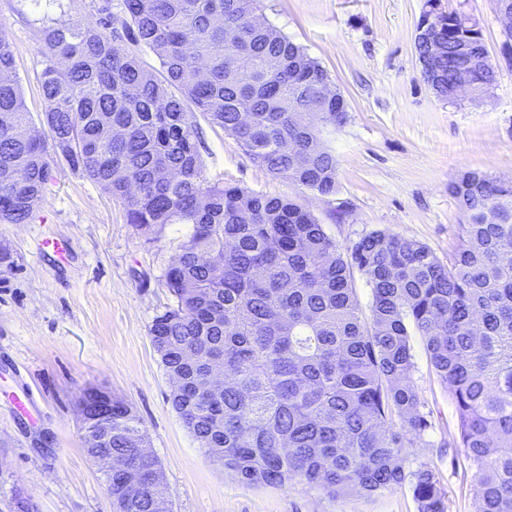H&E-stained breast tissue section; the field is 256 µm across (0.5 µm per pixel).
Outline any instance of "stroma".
Masks as SVG:
<instances>
[{"label": "stroma", "instance_id": "35a3bbf8", "mask_svg": "<svg viewBox=\"0 0 512 512\" xmlns=\"http://www.w3.org/2000/svg\"><path fill=\"white\" fill-rule=\"evenodd\" d=\"M426 0H261L258 15L303 46L347 104L322 137L337 160V192L318 196L256 166L201 113L199 151L213 182L285 197L310 210L340 246L386 229L449 262L465 217L449 187L466 170L512 180V64L495 0H441L479 26L494 81L479 101L435 96L414 38ZM57 8L0 0V32L15 57L32 128L46 134L37 49L40 20ZM42 204L25 224L0 223L11 249L0 264V512L24 497L36 512H113L102 470L81 440L78 402L91 387L132 404L164 471L173 512H417L409 484L330 498L304 482L251 486L207 458L168 397L171 384L149 328L170 304L163 273L186 225L147 239L112 198L56 153ZM343 220H335L336 211ZM47 233L68 240L66 259L41 255ZM414 385L430 423L406 469L431 466L447 512H480L472 469L458 446L455 407L420 336ZM27 397L17 410L14 397Z\"/></svg>", "mask_w": 512, "mask_h": 512}]
</instances>
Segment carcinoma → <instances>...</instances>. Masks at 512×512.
<instances>
[{
    "mask_svg": "<svg viewBox=\"0 0 512 512\" xmlns=\"http://www.w3.org/2000/svg\"><path fill=\"white\" fill-rule=\"evenodd\" d=\"M259 0H103L94 20L43 17V124L55 150L121 200L127 223L155 240L189 231L164 271L173 303L150 328L169 401L206 456L247 485L304 481L332 497L409 482L418 512H445L434 470L405 469L429 423L413 383L411 332L423 337L448 389L459 447L474 469L481 512H512V183L465 171L451 185L466 223L445 264L388 230L343 248L287 198L212 183L190 113L232 136L257 165L320 195L336 193V155L321 128L341 121L290 112L325 71L273 27L253 25ZM450 67L468 43L472 76L494 80L480 38L451 10ZM146 46L161 75L120 43ZM0 33V222L25 224L44 198L50 164ZM494 209L498 221L488 223ZM371 289L364 312L353 285ZM219 363L224 387L206 382ZM112 504L162 512L167 485L140 454L149 437L134 408L112 405ZM139 491L131 494V486Z\"/></svg>",
    "mask_w": 512,
    "mask_h": 512,
    "instance_id": "1",
    "label": "carcinoma"
}]
</instances>
